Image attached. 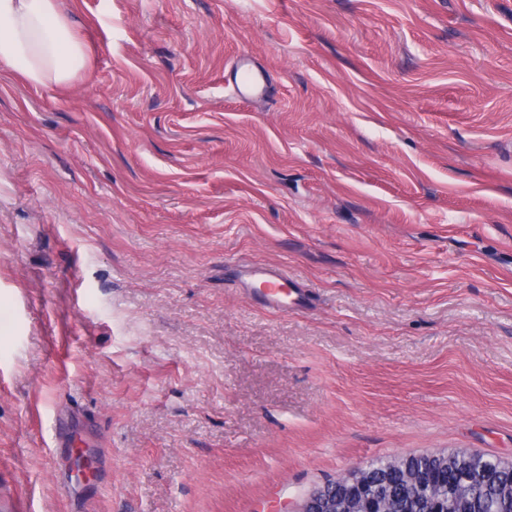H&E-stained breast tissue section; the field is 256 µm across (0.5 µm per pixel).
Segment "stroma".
<instances>
[{
	"instance_id": "stroma-1",
	"label": "stroma",
	"mask_w": 512,
	"mask_h": 512,
	"mask_svg": "<svg viewBox=\"0 0 512 512\" xmlns=\"http://www.w3.org/2000/svg\"><path fill=\"white\" fill-rule=\"evenodd\" d=\"M62 7L71 87L0 73V494L296 512L380 459L512 461V0ZM234 91L242 101H253L262 98L266 91L262 73L245 56H240L234 63ZM259 272L266 276L265 283L269 285L270 288H273L269 289V292L266 293V304L280 311L288 310V302L281 298L282 294L288 296V292L283 291L284 284L288 282V274L279 268H264Z\"/></svg>"
}]
</instances>
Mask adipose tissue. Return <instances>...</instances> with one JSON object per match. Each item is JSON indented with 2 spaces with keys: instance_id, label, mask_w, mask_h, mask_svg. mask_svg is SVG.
I'll use <instances>...</instances> for the list:
<instances>
[{
  "instance_id": "1",
  "label": "adipose tissue",
  "mask_w": 512,
  "mask_h": 512,
  "mask_svg": "<svg viewBox=\"0 0 512 512\" xmlns=\"http://www.w3.org/2000/svg\"><path fill=\"white\" fill-rule=\"evenodd\" d=\"M87 50L60 0H0V70L35 87H70Z\"/></svg>"
}]
</instances>
